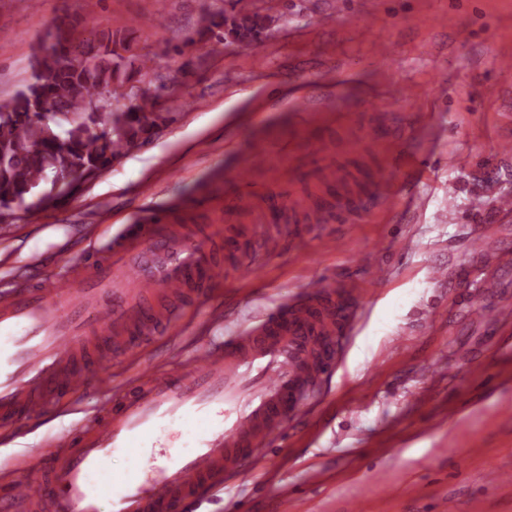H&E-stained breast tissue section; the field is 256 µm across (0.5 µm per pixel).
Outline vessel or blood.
<instances>
[{
    "instance_id": "b4317fda",
    "label": "vessel or blood",
    "mask_w": 512,
    "mask_h": 512,
    "mask_svg": "<svg viewBox=\"0 0 512 512\" xmlns=\"http://www.w3.org/2000/svg\"><path fill=\"white\" fill-rule=\"evenodd\" d=\"M152 223L128 225L108 257L49 284L0 290V425L47 417L59 398L97 393L96 412L54 438L50 450L16 459L0 488V512H181L185 502L260 461L284 418L303 415L324 376L338 367L359 317L317 282L223 346H200L179 367H142L106 385L103 367L135 343L167 333L177 316L156 293L198 305L219 271L210 241ZM495 227L482 225L470 247L484 266ZM237 274L261 281L262 261L238 257ZM128 461L110 468L113 457Z\"/></svg>"
}]
</instances>
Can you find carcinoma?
Masks as SVG:
<instances>
[{"label": "carcinoma", "instance_id": "1", "mask_svg": "<svg viewBox=\"0 0 512 512\" xmlns=\"http://www.w3.org/2000/svg\"><path fill=\"white\" fill-rule=\"evenodd\" d=\"M224 29L218 38L253 40L261 32L249 16L201 19V32ZM36 58L38 75L9 103L0 106V210L15 207L32 213L35 195L59 205L84 180L112 166L162 120L157 102L148 96L123 113H102L115 89L133 79L115 59L112 36L94 40L86 29L59 26ZM50 188L35 193L41 183Z\"/></svg>", "mask_w": 512, "mask_h": 512}]
</instances>
